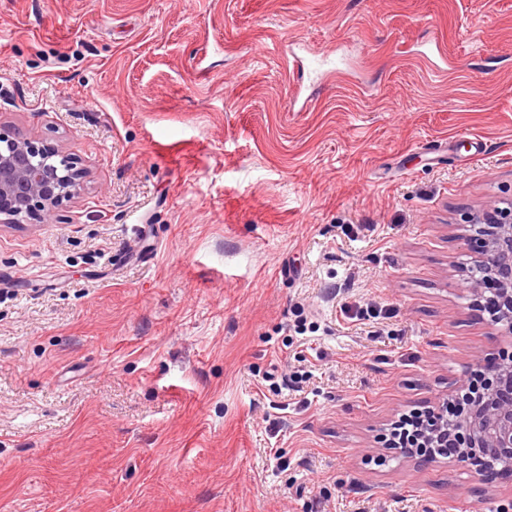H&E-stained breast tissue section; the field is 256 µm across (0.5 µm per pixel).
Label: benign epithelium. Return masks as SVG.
Here are the masks:
<instances>
[{"label": "benign epithelium", "mask_w": 512, "mask_h": 512, "mask_svg": "<svg viewBox=\"0 0 512 512\" xmlns=\"http://www.w3.org/2000/svg\"><path fill=\"white\" fill-rule=\"evenodd\" d=\"M85 172L59 148L19 136L0 123V224H51L62 200L77 194ZM469 241L480 255L470 292L496 313L491 322L512 335V206L490 205L469 220ZM484 395L458 409V455L484 484L512 472V353L484 364Z\"/></svg>", "instance_id": "obj_1"}]
</instances>
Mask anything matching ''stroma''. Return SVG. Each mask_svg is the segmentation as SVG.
<instances>
[{
    "label": "stroma",
    "instance_id": "35a3bbf8",
    "mask_svg": "<svg viewBox=\"0 0 512 512\" xmlns=\"http://www.w3.org/2000/svg\"><path fill=\"white\" fill-rule=\"evenodd\" d=\"M0 123L87 171L0 224V512L512 504L391 435L512 349L462 228L512 203V0H0Z\"/></svg>",
    "mask_w": 512,
    "mask_h": 512
}]
</instances>
